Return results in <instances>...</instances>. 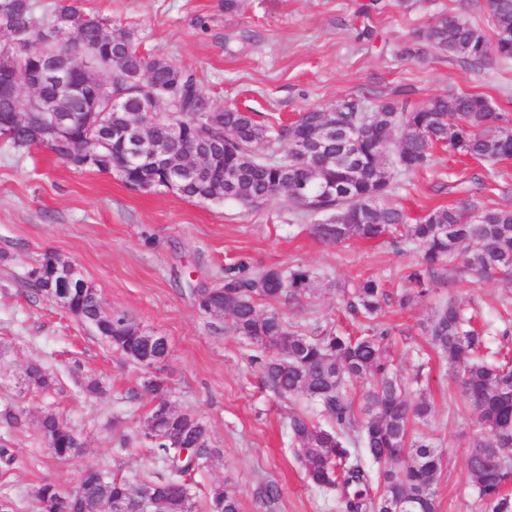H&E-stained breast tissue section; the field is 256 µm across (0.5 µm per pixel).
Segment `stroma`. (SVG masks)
Returning <instances> with one entry per match:
<instances>
[{
    "mask_svg": "<svg viewBox=\"0 0 512 512\" xmlns=\"http://www.w3.org/2000/svg\"><path fill=\"white\" fill-rule=\"evenodd\" d=\"M360 2L241 0L234 13L225 12L224 0H77V6L134 30L142 50L194 71L218 108L236 105L291 119L351 97L367 105L397 97L421 106L464 91L484 94L512 116V60L475 71L445 56L418 62L398 54L444 12L489 29L484 0H417L409 10L380 0V9L367 16ZM243 29L253 30L254 40L225 42V34ZM369 29L376 41L367 39ZM392 201L413 218L460 201L477 209L512 207V161L465 165L441 151L430 170L400 178ZM48 252L71 260L107 311L166 337V397L207 423L210 445L219 452L191 480L197 503L219 484L233 490L240 512H339L335 493L313 487L292 451L290 416L315 414V406L264 385L252 361L256 348L200 312L189 283L220 278L225 265L238 260L258 268L305 265L318 275L314 296L277 304V311L299 331L319 324L345 331V291L375 278L400 293L416 257L413 244H328L279 199L248 209L133 190L115 173L76 170L49 149L19 153L0 139V410L20 406L30 419L21 428L0 424V446L14 456L12 464L0 462V499L15 512H36V484L68 488L87 467L133 481L162 469L136 439L153 402L141 389L143 370L124 362L92 327L28 290L27 271ZM451 295L470 300L488 325L491 345L512 331V284L500 280L440 285L404 308L393 299L379 321L390 331L388 354L411 399L432 407L420 431L444 457L437 512H480L466 466L478 431L425 331L434 308ZM33 364L56 374L54 389L24 384ZM50 409L83 444L71 462L52 459L32 424ZM122 434L132 437L123 449L117 446ZM265 483L281 490L269 508L257 497Z\"/></svg>",
    "mask_w": 512,
    "mask_h": 512,
    "instance_id": "35a3bbf8",
    "label": "stroma"
}]
</instances>
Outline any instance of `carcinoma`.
<instances>
[{"mask_svg":"<svg viewBox=\"0 0 512 512\" xmlns=\"http://www.w3.org/2000/svg\"><path fill=\"white\" fill-rule=\"evenodd\" d=\"M492 31L471 25L457 14L442 13L423 35V43L403 46L400 54L420 60L430 51L447 54L481 69L494 60L512 59V0H485ZM0 33L22 44L10 78L37 92L22 100L0 93V137L26 153L48 147L63 163L82 169L81 159L56 145L38 141L29 126L38 121L39 104L56 103L54 86L39 82L42 59L55 53L74 69L79 56L90 50L98 56L99 72L110 93L127 106L108 115V125L93 137L102 143L124 184L133 187L143 178L159 189L174 181L165 167L126 165L123 148L112 139V127L141 118L147 136L176 152L197 148L209 153L207 169L195 181H181L174 192L189 200L220 196L248 208L280 198L301 217L314 221L313 232L328 244L354 238H387L397 245L405 239L417 246L415 262L405 280L412 288L397 295L406 306L429 291L434 283L473 284L477 279L512 280V209L488 207L475 212L466 204L440 206L409 223L403 209L390 201L397 176H411L434 165V153L446 150L476 162L512 159V122L494 111L480 94L461 92L436 96L421 107L392 98L365 111L356 99L330 107L305 109L283 123L278 117L259 120L256 113L237 106L215 108L200 79L173 61L139 50L131 29L116 28L100 17L83 15L74 0H56L41 21L32 0H0ZM60 18L78 26L65 43L49 44L41 31ZM69 103L74 112L96 106L91 92ZM150 90L156 112L138 116L137 99ZM20 112L27 122L12 120ZM180 130L179 142L171 128ZM325 129L347 131L322 140L310 166L286 151L287 142H314ZM237 178L224 183V172ZM327 186L333 193L323 192ZM315 272L305 266L252 269L245 262L224 268L217 280H199L190 292L198 309L224 321L225 331L248 340L263 355L255 357L273 390L283 397L300 395L320 408L331 422L324 428L305 414L289 419L294 453L309 482L325 492H336L343 512H436L442 456L425 436L413 433L426 422L430 404L408 399L406 386L392 371L384 341L388 330L376 323L389 294L376 279H366L350 292L348 312L366 322L362 334L352 336L321 326L307 334L292 329L275 309L261 310L263 301L296 302L315 291ZM70 313L96 328L126 362L145 369L141 387L156 396L137 437L154 448L163 473L139 481L114 478L99 469L83 470L70 490L46 481L32 490L38 512H90L98 504L108 512H196L188 480L215 457L206 424L193 413L179 410L163 397L166 380L160 368H145L146 360L162 362L168 345L152 340L127 315L111 313L112 328L101 316L99 298L75 292ZM462 302L450 297L436 308L427 326L433 350L448 360V368L465 397L473 421L483 435L467 457L470 485L484 512H512V348L488 346L484 331ZM27 381L47 391L54 377L32 365ZM366 385L362 394L365 417H356L347 386ZM0 418L12 427L26 423L21 408H6ZM46 450L56 459L79 456L81 445L67 423L47 410L36 420ZM379 466L371 475L363 468L358 448ZM381 486L377 499L368 496L372 482ZM202 512H239L236 496L212 487Z\"/></svg>","mask_w":512,"mask_h":512,"instance_id":"1","label":"carcinoma"}]
</instances>
